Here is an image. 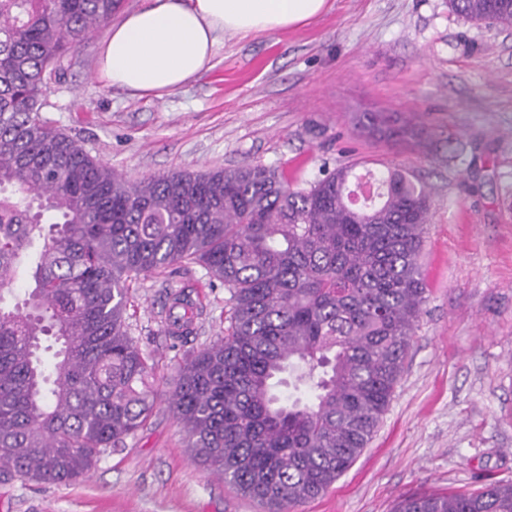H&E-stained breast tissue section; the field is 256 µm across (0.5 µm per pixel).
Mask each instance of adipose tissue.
<instances>
[{
    "instance_id": "ef3b65f1",
    "label": "adipose tissue",
    "mask_w": 512,
    "mask_h": 512,
    "mask_svg": "<svg viewBox=\"0 0 512 512\" xmlns=\"http://www.w3.org/2000/svg\"><path fill=\"white\" fill-rule=\"evenodd\" d=\"M327 0H148L113 25L97 78L130 95L163 96L194 80L224 34H264L316 20Z\"/></svg>"
}]
</instances>
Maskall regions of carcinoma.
Masks as SVG:
<instances>
[{"label":"carcinoma","instance_id":"carcinoma-1","mask_svg":"<svg viewBox=\"0 0 512 512\" xmlns=\"http://www.w3.org/2000/svg\"><path fill=\"white\" fill-rule=\"evenodd\" d=\"M120 3L0 0V470L76 481L164 400L195 461L266 512H292L351 466L389 406L426 301L430 193L389 166L365 174L377 192L358 210L351 167L308 189L253 163L126 181L41 114L63 57ZM449 3L512 28V0ZM182 263L224 285L229 325L163 393L125 312L134 283ZM200 314L191 293L169 296L172 344ZM393 512H512V483L409 496Z\"/></svg>","mask_w":512,"mask_h":512}]
</instances>
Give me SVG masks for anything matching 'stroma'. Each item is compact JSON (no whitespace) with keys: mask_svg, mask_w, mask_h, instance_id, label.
Listing matches in <instances>:
<instances>
[{"mask_svg":"<svg viewBox=\"0 0 512 512\" xmlns=\"http://www.w3.org/2000/svg\"><path fill=\"white\" fill-rule=\"evenodd\" d=\"M63 59L43 116L136 182L259 163L306 188L325 172L397 165L431 190L419 262L426 301L404 371L367 447L296 512H390L401 497L512 482V29L470 21L448 0H329L295 30L228 35L193 81L132 98L96 76L114 21ZM384 112L413 135L364 133ZM187 287L203 314L172 345L163 309ZM229 294L198 263L130 291L129 333L153 352L164 390L183 358L222 336ZM0 512H263L195 463L165 403L124 447L67 484L0 471Z\"/></svg>","mask_w":512,"mask_h":512,"instance_id":"35a3bbf8","label":"stroma"}]
</instances>
